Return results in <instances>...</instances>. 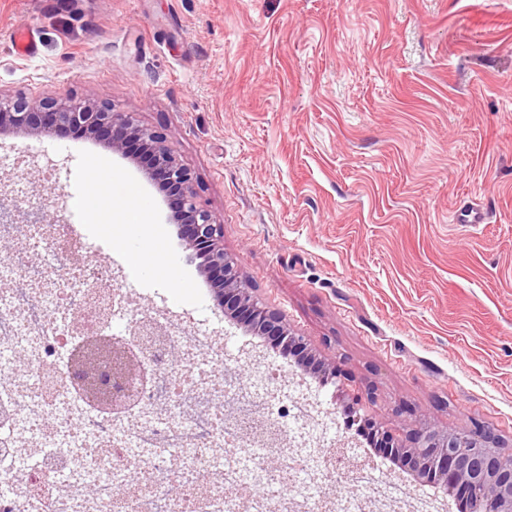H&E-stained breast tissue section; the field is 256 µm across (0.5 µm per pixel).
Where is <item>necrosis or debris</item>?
I'll use <instances>...</instances> for the list:
<instances>
[{"label":"necrosis or debris","mask_w":512,"mask_h":512,"mask_svg":"<svg viewBox=\"0 0 512 512\" xmlns=\"http://www.w3.org/2000/svg\"><path fill=\"white\" fill-rule=\"evenodd\" d=\"M24 233L41 259L0 258V405L10 412L0 420V512H281L299 479L308 485L300 512H391L405 502L402 483L377 480L369 469L349 473L340 455L332 469L348 474L363 495L328 501L320 478L300 464L289 474L257 470L247 484L248 503L225 496V485L239 483V474L216 473L210 460L243 449L259 461L277 453L294 437L290 421L307 407L292 402L273 413L265 399L244 393L234 399L232 424H225L218 348L211 337L184 335L175 315L156 319L166 343L142 361L154 374L151 384L109 385L119 399L134 393L130 421L86 410L73 389L58 388L53 367L70 337L73 311L89 323L90 335L101 329L97 286L111 280V270L61 266L70 237L48 238L38 224ZM171 344L183 350L175 365ZM21 346L28 355L25 380L15 360Z\"/></svg>","instance_id":"4bbe7bcc"}]
</instances>
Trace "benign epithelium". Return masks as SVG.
Returning <instances> with one entry per match:
<instances>
[{
  "mask_svg": "<svg viewBox=\"0 0 512 512\" xmlns=\"http://www.w3.org/2000/svg\"><path fill=\"white\" fill-rule=\"evenodd\" d=\"M57 132L102 137L107 148L119 154L127 153L130 144L137 145L148 174L160 175V188L173 204V223L191 251L190 259L199 260V268L213 288L215 305L234 316L240 309L247 310L241 323L251 332L276 338L302 365L312 362L317 372L336 377L335 367L317 359L305 337L293 333L278 313L244 287L235 263L224 254L222 225L201 204L191 170L167 147L160 132L140 125L130 112H115L91 99L31 100L22 93L0 94V135L52 136ZM155 335L156 330L144 329L128 341L112 342V349L128 358L129 367ZM250 379L256 394L268 395L266 369L254 366ZM380 433L399 464L416 478L438 486L445 495L463 484L482 492L491 505L490 512H512V464L498 451L500 441L490 428L479 425L461 433L427 424L413 432L408 445L383 429Z\"/></svg>",
  "mask_w": 512,
  "mask_h": 512,
  "instance_id": "obj_1",
  "label": "benign epithelium"
}]
</instances>
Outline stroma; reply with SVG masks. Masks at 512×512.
<instances>
[{
    "label": "stroma",
    "mask_w": 512,
    "mask_h": 512,
    "mask_svg": "<svg viewBox=\"0 0 512 512\" xmlns=\"http://www.w3.org/2000/svg\"><path fill=\"white\" fill-rule=\"evenodd\" d=\"M19 26L35 54L14 52ZM17 92L91 97L161 132L247 287L339 378L224 316L135 160L69 133L0 136V204L68 224L128 309L191 311L225 356L274 361L329 439L359 440L356 407L401 438L479 423L512 452V0H0V93ZM91 164L139 186L170 278L135 270L148 241L73 207ZM464 203L486 222L454 223Z\"/></svg>",
    "instance_id": "35a3bbf8"
}]
</instances>
